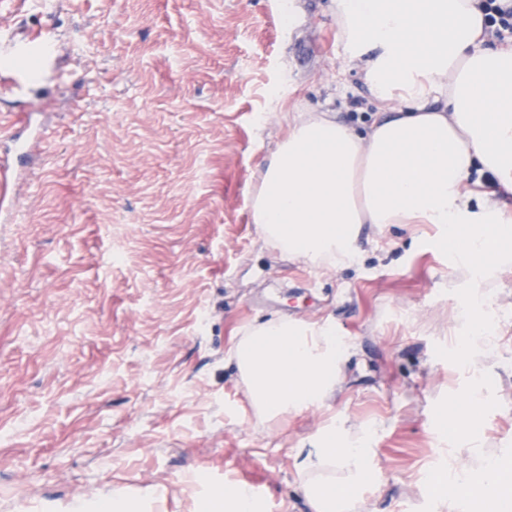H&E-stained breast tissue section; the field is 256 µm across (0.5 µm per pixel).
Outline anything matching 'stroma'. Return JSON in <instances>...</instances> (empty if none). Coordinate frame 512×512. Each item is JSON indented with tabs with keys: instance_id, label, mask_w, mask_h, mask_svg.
<instances>
[{
	"instance_id": "obj_1",
	"label": "stroma",
	"mask_w": 512,
	"mask_h": 512,
	"mask_svg": "<svg viewBox=\"0 0 512 512\" xmlns=\"http://www.w3.org/2000/svg\"><path fill=\"white\" fill-rule=\"evenodd\" d=\"M329 0H0V43L44 40L0 100V148L38 105L36 176L0 220V512H68L122 488L195 512L255 487L261 512H311L298 474L332 426L367 431L373 512H448L435 471H512V262L484 275L434 224L363 225L353 262L281 254L251 196L295 111L365 131L378 108ZM480 283L499 318L477 370L455 358ZM330 324L341 391L284 421L253 409L231 356L253 326ZM480 388L459 439L450 406ZM197 482L187 485L186 474ZM5 54L38 59L42 75L45 69L53 70L56 63L53 52L48 50L44 42L36 39H22L10 42L6 47L1 48V55Z\"/></svg>"
}]
</instances>
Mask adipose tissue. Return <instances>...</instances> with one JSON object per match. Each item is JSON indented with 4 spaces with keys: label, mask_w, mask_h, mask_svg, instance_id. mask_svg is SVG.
<instances>
[{
    "label": "adipose tissue",
    "mask_w": 512,
    "mask_h": 512,
    "mask_svg": "<svg viewBox=\"0 0 512 512\" xmlns=\"http://www.w3.org/2000/svg\"><path fill=\"white\" fill-rule=\"evenodd\" d=\"M351 59L378 106L365 133L334 114L297 115L260 171L252 220L281 252L314 266L354 259L365 224H437L439 248L483 271L512 257V209L482 199L472 175L512 193V45L491 41L476 0H330ZM401 99L391 108L393 99ZM489 301L471 291L455 349H491ZM343 341L326 326L271 319L233 348L257 414L285 418L333 397ZM332 428L299 470L312 512H352L369 476L366 435ZM480 490L490 512H512L497 459L437 481L448 512Z\"/></svg>",
    "instance_id": "adipose-tissue-1"
}]
</instances>
